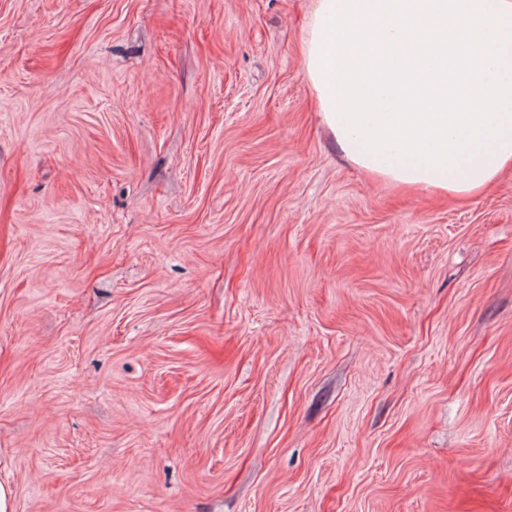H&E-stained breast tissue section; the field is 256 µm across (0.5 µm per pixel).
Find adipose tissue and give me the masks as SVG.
Wrapping results in <instances>:
<instances>
[{"instance_id":"adipose-tissue-1","label":"adipose tissue","mask_w":512,"mask_h":512,"mask_svg":"<svg viewBox=\"0 0 512 512\" xmlns=\"http://www.w3.org/2000/svg\"><path fill=\"white\" fill-rule=\"evenodd\" d=\"M337 144L344 156L363 170L371 179L388 183L416 193L438 192L458 197H468L484 192L501 171L512 167V123L505 124L503 139L493 143L492 155L480 154L476 158L460 155L455 169L445 172L425 171L424 167L401 166L397 160L384 156L365 155L361 146L345 139Z\"/></svg>"}]
</instances>
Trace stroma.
I'll return each instance as SVG.
<instances>
[{
    "label": "stroma",
    "instance_id": "35a3bbf8",
    "mask_svg": "<svg viewBox=\"0 0 512 512\" xmlns=\"http://www.w3.org/2000/svg\"><path fill=\"white\" fill-rule=\"evenodd\" d=\"M312 0H0L13 512H512V169L370 180ZM314 1L303 41L304 73L315 92L322 122L332 132L336 143L349 161L375 181L385 182L416 193L438 192L458 197H468L484 192L496 180L501 171L512 167V123H508V115H504V111H512V103L511 107H504L503 111L500 108L496 111V115H504V123H500V119H496V123H500V127H504V139H496V135H492V139H496V143H492V139H484V135H480V143H491L488 151H496V159H492V155H485L484 147L477 146L480 144L469 141L468 151H464V155H459V151L458 155L457 151H452V155H456V167H459V170H456L455 167V171H453V167H449V163H445V159H447V155H445L443 167H448V171H444V174H441V171L425 173V163H429L428 158L421 163V166L416 167V171H413V167H401V162H397L400 155L393 151V147H397V151H405V147H401V143H393L390 147L389 143L378 139L381 142V147H385V155H389V153L397 155L396 159H389L388 165L385 162V155H376V159H373V151L372 155L369 153L365 155L368 147H366V151H361V142H365V139H357V135H353V131L348 130L349 139H357V143H349V139H342V131H337V127H345V119H341V123H333L331 115H334V112L328 111L329 119H327L326 110H323V108L326 109V103H333V99H335L334 107H337V111H339L338 95H341V91H337L336 83L337 95H333V87H318L317 83H322V80L314 79L316 87L322 93L319 92L311 79L308 66H310L309 54L312 59L321 60V56L326 55V52H337L334 44H326V40H333V36H336L337 44V32H333V36H325L326 40H321V44H318V40H313L314 36H321L322 32L326 31V20L330 19V16H326V20H321V16H316V14L318 12H334V8H330V4H336L337 12H334V16H338V12H345V8H338L341 0H330V4H327V0ZM326 59H329V55H326ZM330 62L333 63L326 67L325 60H321V67L317 68L322 76H329V79L325 80L326 84H329L334 76L341 75L337 74V71L330 75V68H333L334 63L337 67V55H334L333 61ZM341 79L349 80V75H341ZM341 99H345V95H341ZM488 123H492V119H488ZM496 123H492V127H496ZM472 147H480V155H476V151H473ZM357 151H361V155H357ZM468 155H476V159L471 160Z\"/></svg>",
    "mask_w": 512,
    "mask_h": 512
}]
</instances>
